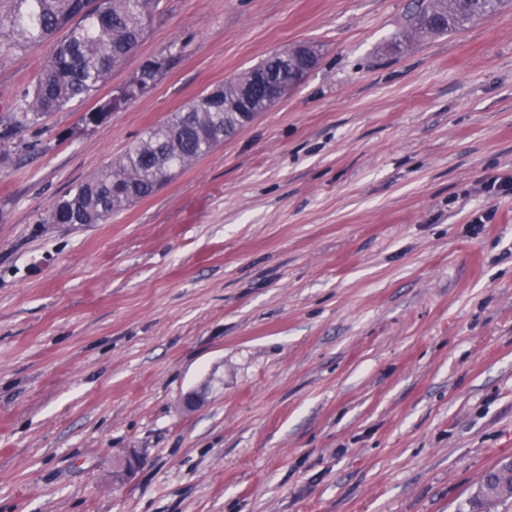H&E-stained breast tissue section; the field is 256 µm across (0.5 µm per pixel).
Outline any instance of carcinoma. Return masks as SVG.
Here are the masks:
<instances>
[{
    "mask_svg": "<svg viewBox=\"0 0 512 512\" xmlns=\"http://www.w3.org/2000/svg\"><path fill=\"white\" fill-rule=\"evenodd\" d=\"M161 0H15L8 26L16 47L35 46L67 29L54 43L51 59L23 95L9 122L34 123L44 114L84 99L105 83L143 39ZM502 0H417L409 32L452 33L477 18L496 13ZM307 73L318 63L317 47L308 52L294 47L278 51L258 65L234 75L220 91L207 92L186 109L144 130L122 157L80 182L58 199L48 213V224H103L136 201L152 196L224 139L241 129L242 122L224 101L236 97V85L251 83L256 70L265 68L278 82L283 59ZM175 56L167 52L146 62L137 76L113 94L100 98L82 118L99 125L112 113L146 93L172 68Z\"/></svg>",
    "mask_w": 512,
    "mask_h": 512,
    "instance_id": "1",
    "label": "carcinoma"
}]
</instances>
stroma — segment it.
I'll return each instance as SVG.
<instances>
[{"instance_id":"obj_1","label":"stroma","mask_w":512,"mask_h":512,"mask_svg":"<svg viewBox=\"0 0 512 512\" xmlns=\"http://www.w3.org/2000/svg\"><path fill=\"white\" fill-rule=\"evenodd\" d=\"M415 4L162 0L93 97L0 140V512H468L512 456V2L408 36ZM305 41L317 66L153 196L45 223ZM52 51L0 44V118ZM172 47L174 44L170 45L166 54H161V59L148 61L142 65L137 76L129 84L119 87L114 94L108 97L100 98L96 105L85 113L82 121L86 125H99L108 120L113 112H119L127 103L137 99L136 87L139 88L141 94L152 90L175 62L176 58L171 52Z\"/></svg>"}]
</instances>
